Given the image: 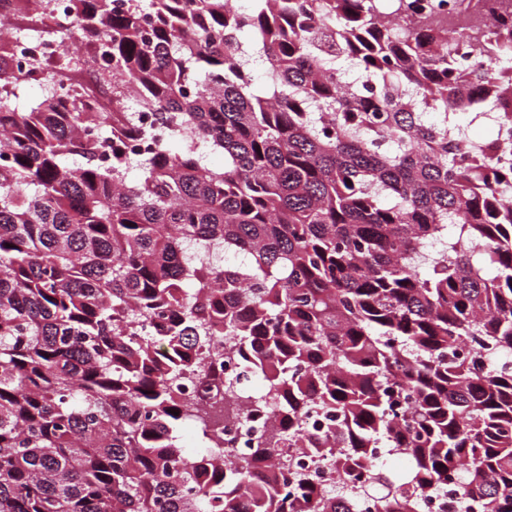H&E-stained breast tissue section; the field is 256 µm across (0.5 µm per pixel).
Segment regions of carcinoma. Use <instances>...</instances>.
Wrapping results in <instances>:
<instances>
[{"instance_id": "obj_1", "label": "carcinoma", "mask_w": 512, "mask_h": 512, "mask_svg": "<svg viewBox=\"0 0 512 512\" xmlns=\"http://www.w3.org/2000/svg\"><path fill=\"white\" fill-rule=\"evenodd\" d=\"M250 2L69 0L41 35L103 42L110 112L0 42V92L45 85L0 101V512H419L457 474L512 512V12ZM16 97H11V102L19 108L30 110L41 101L44 96V87L41 84H30L15 89Z\"/></svg>"}]
</instances>
